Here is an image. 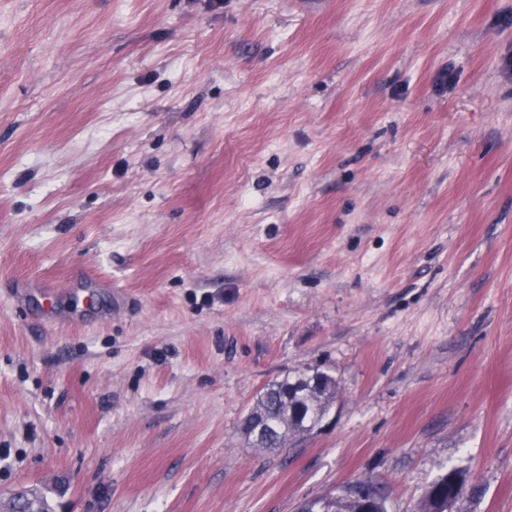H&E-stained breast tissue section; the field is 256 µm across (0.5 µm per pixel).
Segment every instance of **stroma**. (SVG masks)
Wrapping results in <instances>:
<instances>
[{
    "instance_id": "35a3bbf8",
    "label": "stroma",
    "mask_w": 512,
    "mask_h": 512,
    "mask_svg": "<svg viewBox=\"0 0 512 512\" xmlns=\"http://www.w3.org/2000/svg\"><path fill=\"white\" fill-rule=\"evenodd\" d=\"M0 448V512H512V0H0ZM335 398L336 378L329 371L307 368L288 373L261 389L241 429L257 448H284L287 441L318 425ZM444 479H448V490L454 487L453 483L456 484L455 500L453 501L450 512L453 511L452 509L455 503L463 496L465 487L467 489L469 488V492L472 496H476L479 492V486L471 484L470 477L467 473L453 469L429 485L423 496L419 512H448V508L451 505L452 500L449 499L447 501L446 499L441 498L437 493L432 492L435 485ZM363 504L350 493H329L307 502V512H362Z\"/></svg>"
}]
</instances>
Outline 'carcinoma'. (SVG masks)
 I'll return each instance as SVG.
<instances>
[{"label":"carcinoma","mask_w":512,"mask_h":512,"mask_svg":"<svg viewBox=\"0 0 512 512\" xmlns=\"http://www.w3.org/2000/svg\"><path fill=\"white\" fill-rule=\"evenodd\" d=\"M336 398V378L327 370L308 368L287 374L264 386L242 422V431L257 448L277 450L294 437L310 432L329 412ZM441 479L456 488L455 499L464 491L475 496L479 486L467 473L450 470ZM427 488L419 512H446L448 501ZM22 512H52L47 500L37 494L22 495ZM363 504L350 493H329L307 502L306 512H362Z\"/></svg>","instance_id":"carcinoma-1"}]
</instances>
